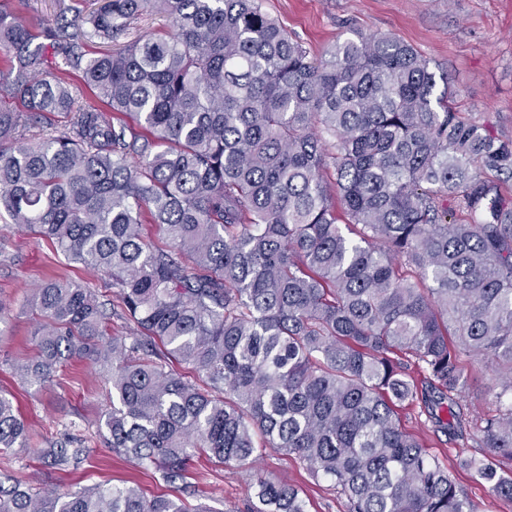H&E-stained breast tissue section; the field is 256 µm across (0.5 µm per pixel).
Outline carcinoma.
I'll return each instance as SVG.
<instances>
[{
  "label": "carcinoma",
  "mask_w": 512,
  "mask_h": 512,
  "mask_svg": "<svg viewBox=\"0 0 512 512\" xmlns=\"http://www.w3.org/2000/svg\"><path fill=\"white\" fill-rule=\"evenodd\" d=\"M70 11L35 24L0 4V100L22 106L0 104V217L107 277L133 329L107 335L99 291L44 280L20 379L102 368L108 448L167 484L198 454L252 469L274 449L330 479L346 512H478L396 407L418 399L435 432L465 439V357L489 358L497 398L512 393V139L463 117L451 88L434 95L429 62L390 35L355 32L318 59L258 0ZM147 13L174 32L82 62L87 37L115 41ZM48 48L83 65L99 103L46 73ZM26 441L0 394V450ZM73 443L38 457L75 467ZM480 444L464 465L512 502V404L483 419ZM252 489L249 512H307L293 486ZM183 493L6 477L0 512H216Z\"/></svg>",
  "instance_id": "cac0c4a2"
}]
</instances>
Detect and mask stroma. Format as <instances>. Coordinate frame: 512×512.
I'll return each instance as SVG.
<instances>
[{"instance_id": "obj_1", "label": "stroma", "mask_w": 512, "mask_h": 512, "mask_svg": "<svg viewBox=\"0 0 512 512\" xmlns=\"http://www.w3.org/2000/svg\"><path fill=\"white\" fill-rule=\"evenodd\" d=\"M262 9L317 58L354 31L388 34L412 45L449 81L464 117L489 122L495 134L512 139V0H262ZM48 278L104 286L103 276L65 261L47 241L0 221V301L6 305L0 319V390L12 395L29 426L27 451H0V473L36 487L61 484L77 491L127 484L148 497L178 495L177 486L159 482L105 447L100 417L111 386L100 367L66 363L40 388L27 387L17 377L18 366L34 353L27 302ZM464 369L469 384L459 402L469 414L467 439L450 442L434 433L417 403L399 408L401 425L447 465L479 512H512V503L491 494L461 465L463 459L481 456L477 431L482 418L498 409L494 395L501 390L490 360H466ZM64 435L88 451L86 460L65 472L44 466L36 455L46 439ZM188 473L217 512H247L249 485L257 473L297 487L308 512H345L343 499L328 482L309 474L295 456L272 449L253 473L203 456L192 458Z\"/></svg>"}]
</instances>
